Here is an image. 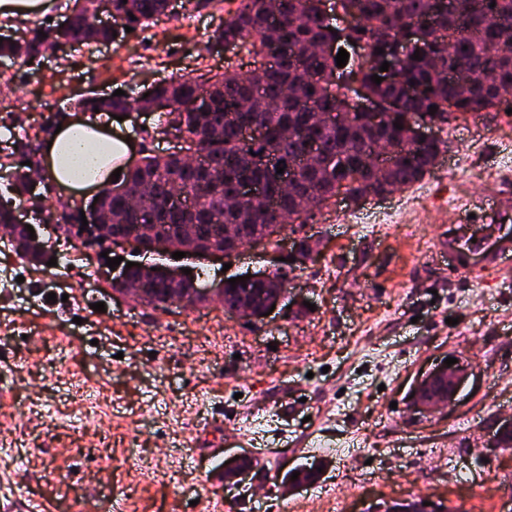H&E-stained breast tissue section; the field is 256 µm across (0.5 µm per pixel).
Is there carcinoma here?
<instances>
[{"mask_svg": "<svg viewBox=\"0 0 512 512\" xmlns=\"http://www.w3.org/2000/svg\"><path fill=\"white\" fill-rule=\"evenodd\" d=\"M104 4L113 19L109 24L97 22ZM169 7L170 0H74L63 23L44 20L20 37L1 42L0 59L24 68L29 61L38 66L47 56L65 54L76 45L120 42L126 37L125 27L149 28ZM341 7L358 18L354 37L368 47L367 55L357 56L342 68L334 54L302 53L308 46L335 40L333 25L319 16L320 0H239L210 40L234 43L237 53L252 59L249 69L161 79L150 85L146 98L141 92L103 97L94 91L78 98L74 107L93 118L135 106L146 108L155 99L166 101L168 110L141 133L153 142L162 131L184 135L200 154V162L188 168L179 153L170 152L146 155L134 167L116 164L112 169L122 168L118 183L134 192L151 186L141 208L128 207L106 189L96 212L70 209L57 217L49 209L44 222L79 224L84 215L90 224L112 225L115 237L130 233L134 224H155L161 233L178 237L191 224L194 229L188 246L230 248L232 243L220 235L225 224L241 225L246 235L277 233V216L265 202L256 200L246 207L229 203V197L245 184L264 185L266 198L276 200L288 218L301 220L327 206L336 196V185L343 181L357 201L369 193H393L422 180L435 167L444 141L416 142L409 113L446 124L451 117H476L512 108V51L503 50L512 46V0H341ZM416 20L429 22L419 47L420 59H414L411 51L404 60L394 61L392 44L383 34L405 33ZM41 31L47 37H40ZM379 48L384 53H378ZM385 61L396 67L394 79L376 84L371 76ZM343 70L359 72L364 89L384 104L383 121L373 124L353 112L343 120L322 122L320 115L336 111L341 95L336 76ZM411 83L418 89L413 98L405 92ZM433 105L437 110L431 114ZM241 111L266 129L264 139L242 138ZM397 123L402 128H396ZM311 141L320 153L317 167L297 163ZM381 141L392 147V153L377 168L370 154ZM35 156L30 150L24 160L31 165L11 166L10 197L0 198V226L15 223L16 201L43 196L45 184L33 190L27 181V171L39 167ZM279 166L291 176L293 192L289 194L281 193ZM175 181L186 187L192 207L170 196L168 187ZM12 242L28 262L37 263L45 255L22 231ZM128 276L146 282L147 305L164 309L178 296L161 267L152 271L133 266ZM287 277L284 272L273 279L249 278L234 286L226 282L218 302L228 313L246 303L250 317L258 320L277 300Z\"/></svg>", "mask_w": 512, "mask_h": 512, "instance_id": "1", "label": "carcinoma"}]
</instances>
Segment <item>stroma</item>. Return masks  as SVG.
I'll list each match as a JSON object with an SVG mask.
<instances>
[{
	"label": "stroma",
	"instance_id": "1",
	"mask_svg": "<svg viewBox=\"0 0 512 512\" xmlns=\"http://www.w3.org/2000/svg\"><path fill=\"white\" fill-rule=\"evenodd\" d=\"M166 27L81 46L38 71L0 63V117L73 119L71 96L139 92L195 69L224 70L207 50V0H172ZM436 167L383 199L314 212L319 256L292 274L265 322L217 303L156 309L120 297L99 258L71 277L25 266L0 237V508L49 512H384L411 499L448 512H512V448L493 437L512 417V277L486 267L512 235V116L436 126ZM472 239L467 268L443 243ZM293 239L206 262L199 284L291 258ZM59 302L48 301V293ZM101 302L105 311L94 310ZM461 354L473 373L454 404L413 417L408 394L435 360ZM109 431L71 423L79 400ZM252 462L243 483L225 459ZM327 459L314 482L283 475Z\"/></svg>",
	"mask_w": 512,
	"mask_h": 512
}]
</instances>
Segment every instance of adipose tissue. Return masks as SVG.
Masks as SVG:
<instances>
[{
	"label": "adipose tissue",
	"mask_w": 512,
	"mask_h": 512,
	"mask_svg": "<svg viewBox=\"0 0 512 512\" xmlns=\"http://www.w3.org/2000/svg\"><path fill=\"white\" fill-rule=\"evenodd\" d=\"M132 145L112 136L107 129L74 120L63 125L45 151L42 172L60 187L80 193L100 186L112 160L128 155Z\"/></svg>",
	"instance_id": "1"
}]
</instances>
